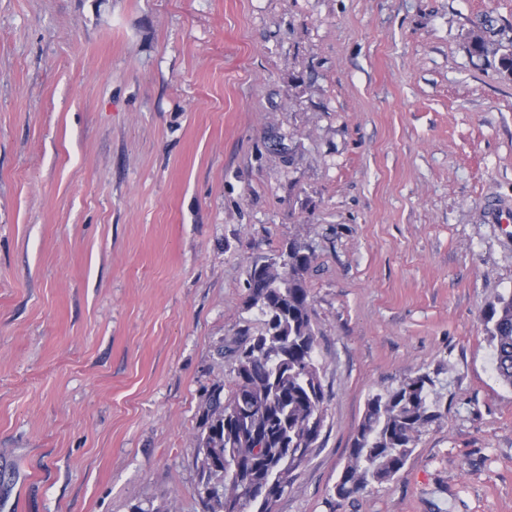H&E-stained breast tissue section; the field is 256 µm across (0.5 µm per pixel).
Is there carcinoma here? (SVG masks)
<instances>
[{
	"label": "carcinoma",
	"mask_w": 512,
	"mask_h": 512,
	"mask_svg": "<svg viewBox=\"0 0 512 512\" xmlns=\"http://www.w3.org/2000/svg\"><path fill=\"white\" fill-rule=\"evenodd\" d=\"M471 53L499 56L512 73V44L484 27L467 34ZM313 253L291 243L248 271L249 307L264 318L261 332L246 334L227 349L237 364L229 390L208 391L195 436L199 482L212 486L203 512H273L293 472L319 447L325 393L315 351L311 296L305 274ZM484 322L497 379L512 388V291L489 303ZM440 393L427 373L371 396L366 403L336 495L350 497L370 484L392 481L415 450L422 429L439 416Z\"/></svg>",
	"instance_id": "carcinoma-1"
}]
</instances>
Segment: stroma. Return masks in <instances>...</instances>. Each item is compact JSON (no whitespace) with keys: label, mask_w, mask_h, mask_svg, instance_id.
Wrapping results in <instances>:
<instances>
[{"label":"stroma","mask_w":512,"mask_h":512,"mask_svg":"<svg viewBox=\"0 0 512 512\" xmlns=\"http://www.w3.org/2000/svg\"><path fill=\"white\" fill-rule=\"evenodd\" d=\"M512 0H0V512H202L194 436L299 241L326 421L273 512H512ZM441 416L336 484L371 395ZM495 32L492 28H484L471 30L467 34V40L471 53L487 57L489 55L496 56L500 53V65L502 69L512 73V41L506 46L499 39H495ZM484 322L493 351V370L497 379L512 388V291L489 303Z\"/></svg>","instance_id":"obj_1"}]
</instances>
